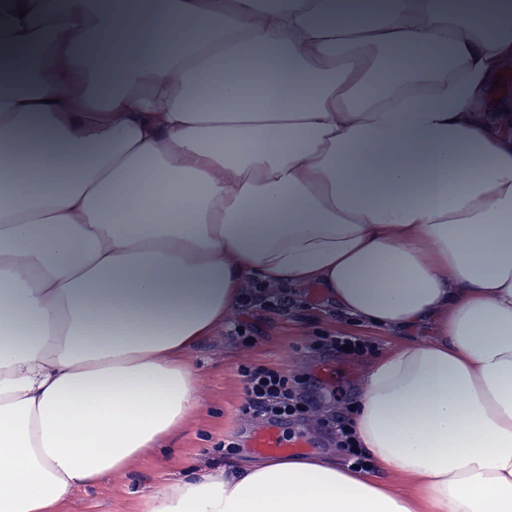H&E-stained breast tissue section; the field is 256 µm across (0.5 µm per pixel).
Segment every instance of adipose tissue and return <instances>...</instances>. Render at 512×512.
Here are the masks:
<instances>
[{
    "label": "adipose tissue",
    "instance_id": "adipose-tissue-1",
    "mask_svg": "<svg viewBox=\"0 0 512 512\" xmlns=\"http://www.w3.org/2000/svg\"><path fill=\"white\" fill-rule=\"evenodd\" d=\"M511 68L512 0H0V512L174 447L246 280L433 325L352 418L402 488L276 457L148 512H512Z\"/></svg>",
    "mask_w": 512,
    "mask_h": 512
}]
</instances>
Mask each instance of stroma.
<instances>
[{
    "label": "stroma",
    "mask_w": 512,
    "mask_h": 512,
    "mask_svg": "<svg viewBox=\"0 0 512 512\" xmlns=\"http://www.w3.org/2000/svg\"><path fill=\"white\" fill-rule=\"evenodd\" d=\"M284 291L285 309L237 306L226 312L224 326L190 352L189 359L199 372L203 406L176 448L143 458L127 478L108 476L95 487L75 493L66 501L64 512H145L148 498L170 482L227 462L256 460V452L248 446H223L224 440L262 427L261 421H247L239 412L244 385L237 366L248 359L281 367L306 395L308 411L288 420L285 432L308 434L313 452L344 464L346 453L336 445L331 418L349 416L371 362L429 338L430 329H377L341 314L325 292H314L312 286L288 284ZM235 321L247 325L252 347L239 346L230 336L228 325ZM341 333L363 338L364 353L348 356L331 350L328 336Z\"/></svg>",
    "instance_id": "35a3bbf8"
}]
</instances>
